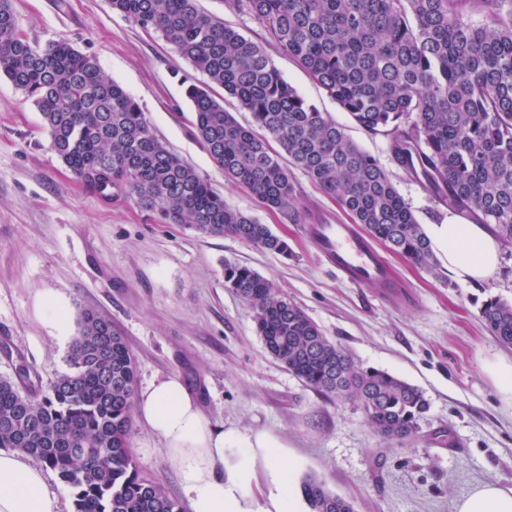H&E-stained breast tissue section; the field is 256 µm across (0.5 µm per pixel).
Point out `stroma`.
<instances>
[{
	"mask_svg": "<svg viewBox=\"0 0 512 512\" xmlns=\"http://www.w3.org/2000/svg\"><path fill=\"white\" fill-rule=\"evenodd\" d=\"M19 28L39 45L64 39L93 57L136 99L154 133L223 194L232 207L288 240L282 256L219 235L162 224L134 199L102 200L75 180L50 148L43 118L0 76V376L24 362L49 386L67 368L68 343L55 339L46 297L62 299L70 320L91 308L111 318L137 363V385L171 375L228 432L273 435L301 474L351 500L356 512H456L486 483L512 488V398L493 367L512 363L483 326L478 308L512 301V250L502 249L496 278L464 283L387 254L404 284L399 297L349 284L316 256L308 224L346 222L335 200L293 170L296 202L264 209L228 183L192 133L184 89L204 77L157 36L112 11L108 0H11ZM263 46L284 78L326 112L387 170L420 224H444L452 212L392 161L388 139L357 125L296 61L227 0H198ZM251 267L301 306L332 342L364 367L419 387L430 403L425 443L390 444L354 403L322 396L276 361L257 335L243 300L224 286L225 263ZM130 452L139 469L174 499L183 493L163 442L134 425Z\"/></svg>",
	"mask_w": 512,
	"mask_h": 512,
	"instance_id": "1",
	"label": "stroma"
}]
</instances>
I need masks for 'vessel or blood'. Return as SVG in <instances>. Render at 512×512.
I'll use <instances>...</instances> for the list:
<instances>
[{
	"label": "vessel or blood",
	"instance_id": "vessel-or-blood-1",
	"mask_svg": "<svg viewBox=\"0 0 512 512\" xmlns=\"http://www.w3.org/2000/svg\"><path fill=\"white\" fill-rule=\"evenodd\" d=\"M307 234L326 266L351 284L379 289L386 297L399 294L401 284L369 237L352 224H311Z\"/></svg>",
	"mask_w": 512,
	"mask_h": 512
}]
</instances>
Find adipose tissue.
<instances>
[{"instance_id":"adipose-tissue-1","label":"adipose tissue","mask_w":512,"mask_h":512,"mask_svg":"<svg viewBox=\"0 0 512 512\" xmlns=\"http://www.w3.org/2000/svg\"><path fill=\"white\" fill-rule=\"evenodd\" d=\"M424 232L449 276L485 282L500 268L501 245L489 226L456 220L426 225ZM139 422L163 441L189 512H252L251 470L263 455L273 488L263 512H304L298 465H285L279 443L263 434L245 435L214 426L179 377L151 383L135 397ZM235 464L225 469L226 455ZM0 512H60L46 487L43 466L16 450L0 449ZM457 512H512V488L477 487L457 504Z\"/></svg>"}]
</instances>
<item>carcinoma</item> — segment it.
Instances as JSON below:
<instances>
[{
    "label": "carcinoma",
    "mask_w": 512,
    "mask_h": 512,
    "mask_svg": "<svg viewBox=\"0 0 512 512\" xmlns=\"http://www.w3.org/2000/svg\"><path fill=\"white\" fill-rule=\"evenodd\" d=\"M154 32L207 78L190 84L193 135L225 179L270 210L293 209L281 154L390 252L428 272L434 253L378 160L282 77L264 48L197 0H108ZM257 21L370 134L389 137L396 165L448 209L488 224L512 244V0H228ZM0 74L41 112L51 146L90 193L131 197L165 224L229 235L283 257L288 242L230 207L152 132L138 102L64 39L30 44L10 0H0ZM251 112L240 124L213 87ZM280 147L275 150L269 140ZM224 287L245 302L268 353L313 389L358 405L387 442L415 445L429 409L423 392L358 365L295 302L253 269L227 263ZM484 327L512 346V303L489 297ZM68 370L44 391L20 364L0 378V448L58 473L75 512H181L129 451L136 360L110 318L84 309ZM310 512H355L310 476Z\"/></svg>",
    "instance_id": "carcinoma-1"
}]
</instances>
